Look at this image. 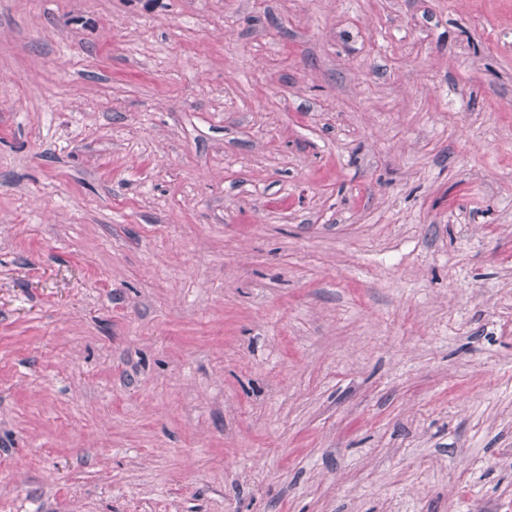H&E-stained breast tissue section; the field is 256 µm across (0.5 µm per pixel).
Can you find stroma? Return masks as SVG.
<instances>
[{
    "label": "stroma",
    "mask_w": 512,
    "mask_h": 512,
    "mask_svg": "<svg viewBox=\"0 0 512 512\" xmlns=\"http://www.w3.org/2000/svg\"><path fill=\"white\" fill-rule=\"evenodd\" d=\"M0 512H512V0H0Z\"/></svg>",
    "instance_id": "35a3bbf8"
}]
</instances>
